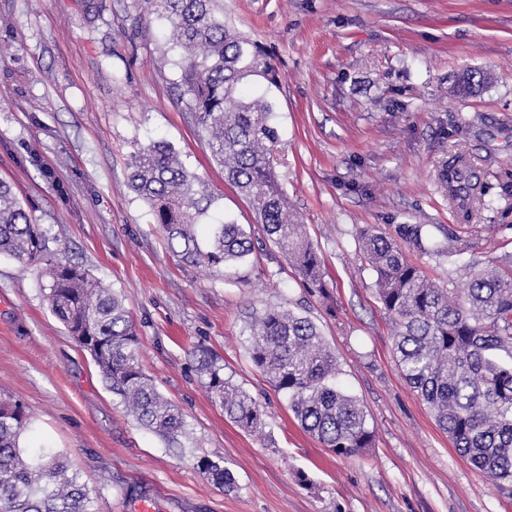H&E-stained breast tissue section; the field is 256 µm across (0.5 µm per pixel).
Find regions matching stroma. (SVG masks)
Wrapping results in <instances>:
<instances>
[{
    "label": "stroma",
    "instance_id": "35a3bbf8",
    "mask_svg": "<svg viewBox=\"0 0 512 512\" xmlns=\"http://www.w3.org/2000/svg\"><path fill=\"white\" fill-rule=\"evenodd\" d=\"M276 70L244 91L273 104L272 166L322 262L306 285L211 157L166 20L144 0H0V180L46 233L47 256L88 268L124 300L139 360L184 414L162 439L112 393L43 298L41 264L0 257V399L31 422L20 444L58 449L95 512H512V497L453 447L402 376L393 326L358 228L424 227L408 259L447 282L512 254V0H224ZM491 73L471 96L453 86ZM170 143L253 253L230 267L182 261L130 188L132 154ZM463 156L483 200L441 179ZM282 308L310 318L362 404L375 445L343 456L305 433L254 366L251 328ZM262 406L261 433L229 419L201 353ZM229 469L235 491L196 467Z\"/></svg>",
    "mask_w": 512,
    "mask_h": 512
}]
</instances>
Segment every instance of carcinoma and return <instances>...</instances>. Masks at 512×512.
I'll list each match as a JSON object with an SVG mask.
<instances>
[{
    "mask_svg": "<svg viewBox=\"0 0 512 512\" xmlns=\"http://www.w3.org/2000/svg\"><path fill=\"white\" fill-rule=\"evenodd\" d=\"M220 0H147L164 17L169 37L185 55L181 78L191 110L208 133L207 146L224 168V180L256 210L265 234L311 288L323 291L321 262L290 210L271 165L278 140L272 105L238 94L251 77L275 82L272 66L252 42L224 22ZM485 78L462 75L457 92L470 95ZM130 185L150 207L170 247L189 263L209 266L243 260L253 243L232 221L208 225L198 237L208 199L198 177L173 147L154 142L132 156ZM448 193L466 197L480 179L463 157L448 163ZM364 259L376 274L382 308L395 323L394 346L406 381L430 409L454 447L497 489L512 496V260L489 261L465 272L462 288L430 280L402 246L371 226L358 230ZM46 236L6 183L0 181V256L21 263L44 260ZM46 261V260H44ZM43 297L71 338L89 352L104 381L145 428L165 437L181 432L180 409L142 371L138 337L122 299L89 269L48 260ZM251 360L273 387L288 397L301 428L338 455L373 447L360 404L337 383L336 356L316 325L291 311L268 309L253 324ZM198 373L224 416L249 432L263 427L260 403L224 379L223 367L202 354ZM29 424L25 408L0 401V512H93L85 485L69 474L52 448L34 454L20 447ZM197 469L214 485L237 489L231 471L201 456Z\"/></svg>",
    "mask_w": 512,
    "mask_h": 512,
    "instance_id": "1",
    "label": "carcinoma"
}]
</instances>
